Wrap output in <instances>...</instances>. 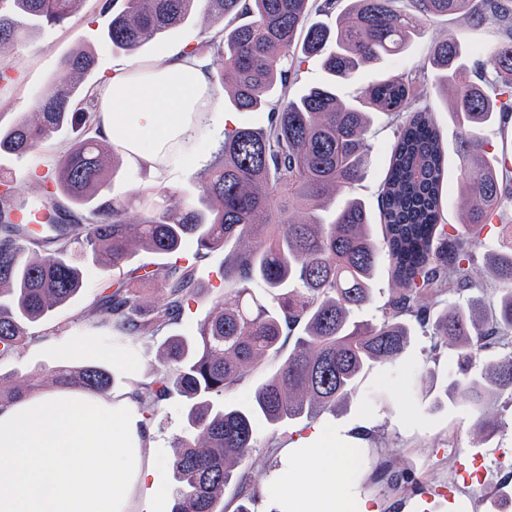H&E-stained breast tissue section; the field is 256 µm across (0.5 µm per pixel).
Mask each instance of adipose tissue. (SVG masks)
Here are the masks:
<instances>
[{"mask_svg": "<svg viewBox=\"0 0 512 512\" xmlns=\"http://www.w3.org/2000/svg\"><path fill=\"white\" fill-rule=\"evenodd\" d=\"M224 95L191 49L116 65L94 91L101 138L163 177L225 125ZM153 424L128 395L57 390L0 407V512H146L158 468ZM353 450L319 428L282 448L262 512H376L349 491Z\"/></svg>", "mask_w": 512, "mask_h": 512, "instance_id": "1", "label": "adipose tissue"}]
</instances>
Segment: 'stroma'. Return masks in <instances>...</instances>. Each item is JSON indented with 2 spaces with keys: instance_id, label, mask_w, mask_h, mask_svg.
<instances>
[{
  "instance_id": "obj_1",
  "label": "stroma",
  "mask_w": 512,
  "mask_h": 512,
  "mask_svg": "<svg viewBox=\"0 0 512 512\" xmlns=\"http://www.w3.org/2000/svg\"><path fill=\"white\" fill-rule=\"evenodd\" d=\"M110 19V14L99 11L96 0H86L80 13L69 22L43 27L33 34L20 49L23 65L17 82L6 88L0 87V126L7 127L31 117V105L36 94L45 85L62 78L60 61L75 46H83L94 55L95 65L88 83L96 86L117 63L131 58L139 62H154L185 46L205 48L215 32L224 26L223 21L198 14L189 23L148 41L136 56L131 57L112 48L106 41L105 32ZM503 35V30L461 14L433 17L424 22L421 33L406 53L360 69L353 78L338 83V93L346 100L355 99L361 88L381 77L399 74L421 64L428 58L435 42L446 38L473 50V63H480V50L492 48ZM394 133L395 128L385 114L373 113L369 163L364 178L350 190L351 196L362 200L373 212L379 207L378 189L385 175L388 148L394 140ZM71 137V132L64 130L36 154L0 156V177L12 176L13 185L22 196L39 199L42 191L36 179L37 173L44 171L47 161L62 155ZM181 256L191 262L200 289L171 331L192 337L213 301L224 295V281L219 275L224 255L220 252L200 255L195 240L191 239L183 245ZM83 276L85 286L74 299L57 308L47 320L33 325L35 340L26 342L11 358L0 361V376L16 383L36 382L48 392L52 389L50 377L56 369L83 365V358L67 353L70 346L80 343L88 334L76 316L99 293L101 286L111 281L112 273L87 262L83 265ZM158 347V340L151 338L139 339L127 347L101 339L97 342L92 361L113 372V391L120 394L132 390L137 383L150 380L152 366L158 359ZM451 365V350H433L429 338L418 335L396 369H374L359 384L345 407L336 415H325L316 421L317 426L349 435L362 426L373 430V440H361L355 444L360 471L356 485L361 492L373 497L379 512H422L420 496L393 487L388 480L376 479L381 463H389L394 469H412L422 487L448 486L454 482L455 471L454 461L448 456L449 450L457 448L465 452L475 442L472 419L467 412L450 404L438 409L433 406ZM379 386L394 392L395 402L371 403L368 396ZM186 426L184 403L179 396H172L162 405L154 420V454L164 467L155 502L156 512L171 510L176 493L172 441L183 433ZM301 427L298 421L272 427L264 420H256L258 463L250 472L252 485L266 488L265 461L275 459L278 449L290 444Z\"/></svg>"
}]
</instances>
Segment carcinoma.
<instances>
[{
	"label": "carcinoma",
	"mask_w": 512,
	"mask_h": 512,
	"mask_svg": "<svg viewBox=\"0 0 512 512\" xmlns=\"http://www.w3.org/2000/svg\"><path fill=\"white\" fill-rule=\"evenodd\" d=\"M83 2L0 0V85L17 81L22 44L77 15ZM397 2L347 0L338 13L336 0H124L115 12L114 0H101L100 9L112 12L108 41L130 55L199 11L232 22L244 18L210 40L214 81L238 112L269 108L267 125L224 132L195 195L188 198L164 181L146 187L134 222L130 201L112 196L123 150L98 137L93 88L86 86L94 56L83 47L62 61L64 77L42 91L34 120L0 128V155L34 152L68 126L82 130L37 176L46 201L41 231L10 219L30 208L14 186L0 184V360L28 338L27 325L46 320L84 288L86 258L112 269V291L94 298L80 318L89 330H106L114 344L125 346L176 324L196 289L190 267L155 261L131 266V244L153 257L173 256L188 239L203 254L237 247L224 265V298L213 304L197 336H167L152 378L132 390L151 416L174 394L186 402L194 434L174 440L171 512H224V488L235 478L242 496L237 512H253L259 497L248 482L256 464L254 415L277 425L336 414L366 373L400 364L418 327L431 329L434 348L454 352L442 396L470 412L474 433L495 428L492 402L512 396L511 224L498 226L499 245L486 263V276L498 284L494 301L475 281L480 235L497 210L512 205V158L492 156L477 134L482 126L512 120V35L482 62L491 96L470 80L455 40L437 43L430 57L459 123L458 189L469 198L462 230L442 223L446 153L423 103L420 65L365 90L367 104L396 124L379 188L381 238L372 235V215L358 199L346 200L327 222L320 215L336 193L364 176L370 120L331 85L290 95L288 83L306 59H322L344 80L405 52L429 17L465 13L483 23L512 21V0H406L402 9ZM322 16L335 17V27ZM59 193L83 213H60L53 204ZM383 261L391 295L379 318L359 321ZM257 281L267 288L264 298L252 292ZM145 283L166 291L148 317L140 314L134 291ZM466 291L465 299L431 314L429 298ZM268 358L273 370L255 388L250 409L214 402ZM51 383L106 394L114 376L96 366L62 368ZM37 392L0 376V405ZM391 481L412 491L419 486L408 469L393 472Z\"/></svg>",
	"instance_id": "carcinoma-1"
}]
</instances>
